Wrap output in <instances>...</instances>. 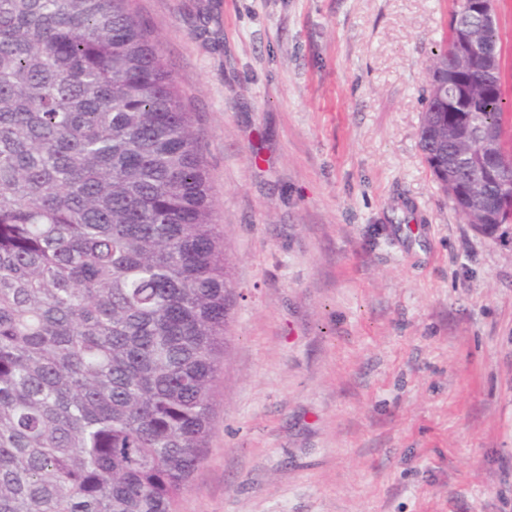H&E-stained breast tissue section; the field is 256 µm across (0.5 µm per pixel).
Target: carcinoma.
Here are the masks:
<instances>
[{
	"label": "carcinoma",
	"instance_id": "cac0c4a2",
	"mask_svg": "<svg viewBox=\"0 0 512 512\" xmlns=\"http://www.w3.org/2000/svg\"><path fill=\"white\" fill-rule=\"evenodd\" d=\"M479 24L454 0L446 42ZM483 39L501 59L498 25ZM446 61L420 148L447 197L479 187L493 234L501 64L472 87ZM196 122L133 0H0V512H176L203 462L237 283Z\"/></svg>",
	"mask_w": 512,
	"mask_h": 512
}]
</instances>
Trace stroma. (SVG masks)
Segmentation results:
<instances>
[{
  "label": "stroma",
  "mask_w": 512,
  "mask_h": 512,
  "mask_svg": "<svg viewBox=\"0 0 512 512\" xmlns=\"http://www.w3.org/2000/svg\"><path fill=\"white\" fill-rule=\"evenodd\" d=\"M453 0H135L244 293L177 512H512V236L419 147Z\"/></svg>",
  "instance_id": "35a3bbf8"
}]
</instances>
